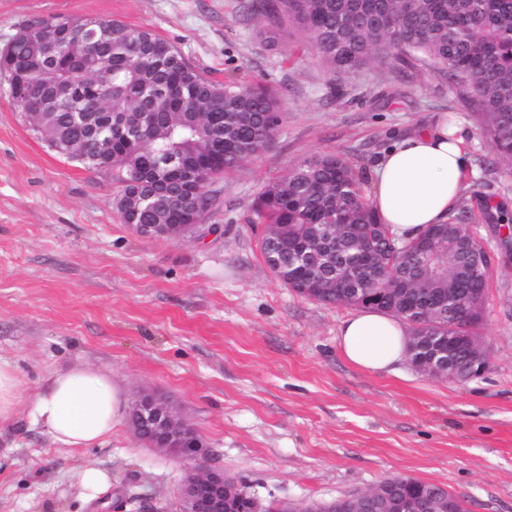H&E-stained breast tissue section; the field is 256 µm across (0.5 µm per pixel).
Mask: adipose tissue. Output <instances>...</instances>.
I'll list each match as a JSON object with an SVG mask.
<instances>
[{
    "label": "adipose tissue",
    "instance_id": "adipose-tissue-1",
    "mask_svg": "<svg viewBox=\"0 0 512 512\" xmlns=\"http://www.w3.org/2000/svg\"><path fill=\"white\" fill-rule=\"evenodd\" d=\"M471 168L462 121L439 113L383 151L372 171L373 207L397 234L417 235L453 214ZM407 342L400 320L368 307L343 321L338 349L358 368L389 373L406 357ZM127 408L108 374L81 366L50 378L31 419L62 445L89 448L109 440Z\"/></svg>",
    "mask_w": 512,
    "mask_h": 512
}]
</instances>
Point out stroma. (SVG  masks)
I'll return each mask as SVG.
<instances>
[{
  "label": "stroma",
  "mask_w": 512,
  "mask_h": 512,
  "mask_svg": "<svg viewBox=\"0 0 512 512\" xmlns=\"http://www.w3.org/2000/svg\"><path fill=\"white\" fill-rule=\"evenodd\" d=\"M243 0H0V48L33 16L115 19L177 46L209 78L273 84L281 119L267 146L208 190L215 202L181 238L142 237L114 206L111 171L67 159L26 123L0 76V358L21 399L0 426V512H177L181 466L138 443L128 423L95 448H66L35 426V396L59 369L92 365L128 392L180 402L207 463L251 492L298 508L403 476L445 485L468 512H512V250L494 227L512 212V166L491 152L455 89L421 66L331 73L285 30L241 15ZM463 119L473 170L466 200L491 250L480 329L489 365L460 383L411 362L371 373L339 353L352 308L279 281L252 202L300 162L341 154L370 168L396 136ZM111 482L85 491L81 471Z\"/></svg>",
  "instance_id": "stroma-1"
}]
</instances>
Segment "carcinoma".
I'll return each mask as SVG.
<instances>
[{"label": "carcinoma", "instance_id": "cac0c4a2", "mask_svg": "<svg viewBox=\"0 0 512 512\" xmlns=\"http://www.w3.org/2000/svg\"><path fill=\"white\" fill-rule=\"evenodd\" d=\"M248 18H263L277 32L297 29L331 72L387 62L404 71L431 66L453 85L471 82L469 106L479 116L491 148L512 162V0H243ZM74 43L107 31L105 51L112 70L100 74L66 58L44 69L29 66L30 41L17 32L0 53V71L11 70L9 95L21 114L46 99L53 84L68 81L77 96L42 118L46 142L69 159L94 165L93 147L83 152L64 142L86 137L76 113L103 85L108 94L93 122H112V170L117 199L140 204L138 224H184L204 215L214 197L206 187L243 166L279 124L281 102L267 85L219 83L206 77L171 42L146 28L98 20L94 29L80 18H43L47 35ZM264 224L281 226L263 239L265 261L275 277L314 301L374 307L406 322L412 363L428 364L439 337L479 339L490 269L476 263L468 235L472 214L462 208L448 222L416 237L398 238L379 222L353 162L325 154L296 165L287 177L267 184L253 206ZM432 240L433 253L421 244ZM441 358L455 379L478 378L465 342ZM364 512L392 510L418 500H465L447 487L390 477L371 489Z\"/></svg>", "mask_w": 512, "mask_h": 512}]
</instances>
